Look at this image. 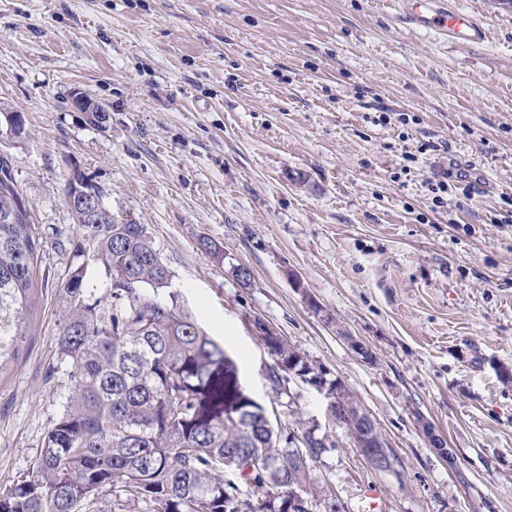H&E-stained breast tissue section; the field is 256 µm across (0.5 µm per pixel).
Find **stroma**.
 <instances>
[{"label":"stroma","mask_w":512,"mask_h":512,"mask_svg":"<svg viewBox=\"0 0 512 512\" xmlns=\"http://www.w3.org/2000/svg\"><path fill=\"white\" fill-rule=\"evenodd\" d=\"M396 2L0 0V154L44 240L32 336L0 376L1 487L32 468L67 395L57 284L75 259L56 241L78 236L73 163L145 224L275 429L329 441L310 462L313 512H358L367 488L385 512H512V9L451 0L487 29L456 46ZM76 89L108 107L105 128L72 109ZM454 164L480 190L449 183L431 211L426 184ZM256 318L354 397L394 470L368 463L311 385L273 393Z\"/></svg>","instance_id":"35a3bbf8"}]
</instances>
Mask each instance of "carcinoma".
I'll use <instances>...</instances> for the list:
<instances>
[{
	"label": "carcinoma",
	"mask_w": 512,
	"mask_h": 512,
	"mask_svg": "<svg viewBox=\"0 0 512 512\" xmlns=\"http://www.w3.org/2000/svg\"><path fill=\"white\" fill-rule=\"evenodd\" d=\"M0 155V374L18 360L30 336L34 263L43 237ZM89 196L104 188L84 172H68ZM80 237L70 240L80 261L58 288L55 339L68 393L51 421L39 457L25 479L0 489V512H97L110 491L148 512H288V480L310 484L311 456L325 444L315 428L304 438L278 435L264 410L240 390L238 366L170 289L172 272L134 219L96 220L83 202L69 206ZM201 252L224 263V249L202 238ZM103 287L89 284V267ZM271 388L288 375L307 377L334 394L337 409L353 404L342 386L283 337Z\"/></svg>",
	"instance_id": "obj_1"
}]
</instances>
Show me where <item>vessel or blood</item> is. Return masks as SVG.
<instances>
[{
  "label": "vessel or blood",
  "mask_w": 512,
  "mask_h": 512,
  "mask_svg": "<svg viewBox=\"0 0 512 512\" xmlns=\"http://www.w3.org/2000/svg\"><path fill=\"white\" fill-rule=\"evenodd\" d=\"M399 12L414 28L446 36L457 45L486 39V28L475 17L448 8L446 0H398Z\"/></svg>",
  "instance_id": "1"
}]
</instances>
